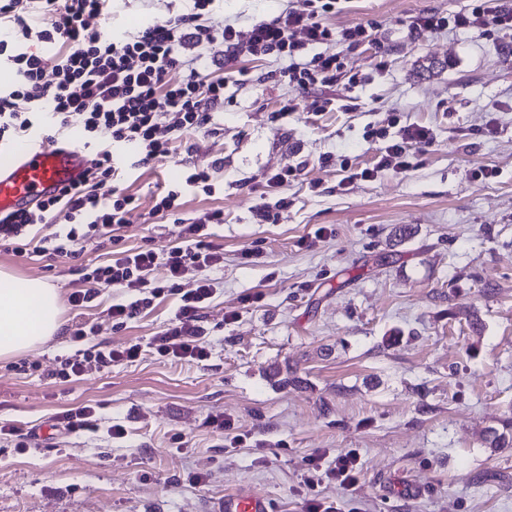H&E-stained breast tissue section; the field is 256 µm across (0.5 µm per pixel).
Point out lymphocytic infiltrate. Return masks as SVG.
I'll list each match as a JSON object with an SVG mask.
<instances>
[{"label":"lymphocytic infiltrate","mask_w":512,"mask_h":512,"mask_svg":"<svg viewBox=\"0 0 512 512\" xmlns=\"http://www.w3.org/2000/svg\"><path fill=\"white\" fill-rule=\"evenodd\" d=\"M210 3L194 0L193 12L152 22L132 36H114L87 24L89 16L107 11L109 0H0V19L8 20L13 29L10 38L0 40V61L16 74L12 88L0 90V140L36 134L51 141L73 128L82 147L97 155L94 167L54 198L29 211L0 215L1 246L25 250L30 227L47 223L55 212L63 213L68 230L42 237L38 252L73 255L84 240L111 237L138 207L136 196L117 183L123 167L173 158L185 133L209 130L214 110L224 105V80L216 75L224 58L241 53L285 58L289 65L280 75L286 81L302 87L329 86L336 82L343 63L340 55L318 52V45L337 37L354 40L366 33L358 25L335 35L319 20L334 0H308L307 11L288 10L255 23L243 42L233 25L209 24L205 11ZM450 26L488 31L512 27V0H471L468 11L450 18L436 14L414 18L408 32L415 38ZM39 43L53 45L54 55L36 52ZM218 44L224 47L220 60L212 53ZM21 99L29 103V111L18 110ZM104 132L109 135L105 142L100 139ZM431 141L427 128H403L399 139L386 146L376 169L407 171L410 152ZM213 178L211 169L184 165L181 183L157 194L153 207L154 212L173 217V240L160 248L119 251L109 262L85 267L83 279L89 287L70 294L71 306L90 303L96 285L136 292V299L108 308L114 327L120 329L161 295L179 296L173 317L153 339L154 349L171 359L206 360L201 311L216 293L210 272L224 262V248L214 242L210 227L223 223L224 213L214 210L184 218L179 208L185 191L212 192ZM189 264L202 276L197 287L185 293L178 279ZM160 266L167 272L165 281L151 283L152 272ZM67 331L81 348L55 371V379L63 382L77 379L89 366L107 368L136 361L142 354L138 343L120 350L93 343L95 327L84 319L73 321ZM328 476L354 483L356 456L337 458L327 474L308 465L306 512H335L319 494Z\"/></svg>","instance_id":"1"}]
</instances>
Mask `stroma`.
Returning a JSON list of instances; mask_svg holds the SVG:
<instances>
[{
	"mask_svg": "<svg viewBox=\"0 0 512 512\" xmlns=\"http://www.w3.org/2000/svg\"><path fill=\"white\" fill-rule=\"evenodd\" d=\"M467 5L337 0L322 23L362 24L370 38L321 45L344 63L330 86L282 81L270 56L225 62L214 131L182 137L190 164L224 162L215 193L181 198L189 216L224 212L212 228L224 264L201 311L206 360L172 361L151 347L176 297L116 329L107 309L131 294L102 287L83 318L96 342L140 343V358L77 381L51 377L78 349L64 326L84 267L172 240V217L152 208L160 188L180 181L179 163L123 172L139 207L116 241L85 240L75 257L0 247V269L57 288L62 324L0 360V427L35 440L20 452L0 439V512H219L238 491L266 496L271 512H304L308 462L330 468L352 451L358 482L320 488L337 512H512V448L484 443L512 417V28L415 39L407 29ZM192 6L112 0L90 23L133 35ZM288 8L305 0H214L208 18L244 35ZM412 124L433 142L410 154L408 171L360 179L386 145L375 130L393 137ZM288 163L300 174L269 189ZM481 167L494 177H476ZM86 404L99 431L53 429L57 414ZM211 416L224 417V431L206 426ZM115 423L123 438L108 436Z\"/></svg>",
	"mask_w": 512,
	"mask_h": 512,
	"instance_id": "stroma-1",
	"label": "stroma"
}]
</instances>
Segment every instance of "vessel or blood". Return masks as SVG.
I'll use <instances>...</instances> for the list:
<instances>
[{"label": "vessel or blood", "mask_w": 512, "mask_h": 512, "mask_svg": "<svg viewBox=\"0 0 512 512\" xmlns=\"http://www.w3.org/2000/svg\"><path fill=\"white\" fill-rule=\"evenodd\" d=\"M84 150L72 140L25 137L0 143V215L29 210L76 182L87 170ZM221 512H270L266 497L228 493Z\"/></svg>", "instance_id": "obj_1"}]
</instances>
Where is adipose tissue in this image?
Instances as JSON below:
<instances>
[{
	"instance_id": "adipose-tissue-1",
	"label": "adipose tissue",
	"mask_w": 512,
	"mask_h": 512,
	"mask_svg": "<svg viewBox=\"0 0 512 512\" xmlns=\"http://www.w3.org/2000/svg\"><path fill=\"white\" fill-rule=\"evenodd\" d=\"M57 304L55 288L0 271V359L19 355L54 336L60 328Z\"/></svg>"
}]
</instances>
